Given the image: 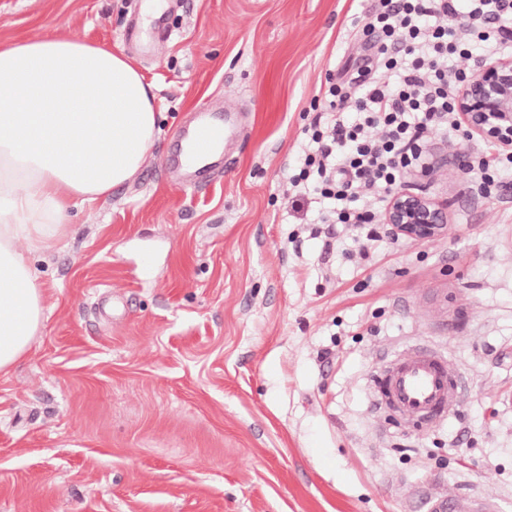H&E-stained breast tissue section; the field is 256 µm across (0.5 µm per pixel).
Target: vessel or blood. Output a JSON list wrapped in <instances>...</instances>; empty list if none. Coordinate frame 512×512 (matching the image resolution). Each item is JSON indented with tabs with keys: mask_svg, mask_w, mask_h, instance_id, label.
<instances>
[{
	"mask_svg": "<svg viewBox=\"0 0 512 512\" xmlns=\"http://www.w3.org/2000/svg\"><path fill=\"white\" fill-rule=\"evenodd\" d=\"M238 131L235 113L204 112L187 133L188 161L207 165ZM461 375L456 363L440 351L412 344L382 364L371 379L378 408L389 409L415 430L458 414ZM426 512H503L500 501L456 489H437L426 497Z\"/></svg>",
	"mask_w": 512,
	"mask_h": 512,
	"instance_id": "obj_1",
	"label": "vessel or blood"
}]
</instances>
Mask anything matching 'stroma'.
Returning <instances> with one entry per match:
<instances>
[{
    "mask_svg": "<svg viewBox=\"0 0 512 512\" xmlns=\"http://www.w3.org/2000/svg\"><path fill=\"white\" fill-rule=\"evenodd\" d=\"M373 0H0V42L75 37L127 56L159 133L136 176L74 202L33 251L45 320L0 372V512H421L429 480L512 512V174L497 197L444 167L406 182L448 206L432 241L284 208L315 96L368 54ZM162 24L135 49L125 33ZM246 116L219 174L169 166L202 109ZM154 265L143 271L140 257ZM445 343L460 413L419 432L370 377Z\"/></svg>",
    "mask_w": 512,
    "mask_h": 512,
    "instance_id": "stroma-1",
    "label": "stroma"
}]
</instances>
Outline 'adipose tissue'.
<instances>
[{
  "label": "adipose tissue",
  "instance_id": "ef3b65f1",
  "mask_svg": "<svg viewBox=\"0 0 512 512\" xmlns=\"http://www.w3.org/2000/svg\"><path fill=\"white\" fill-rule=\"evenodd\" d=\"M152 87L130 61L75 38L0 44V371L44 322L31 248L57 237L73 201L140 170L156 134Z\"/></svg>",
  "mask_w": 512,
  "mask_h": 512
}]
</instances>
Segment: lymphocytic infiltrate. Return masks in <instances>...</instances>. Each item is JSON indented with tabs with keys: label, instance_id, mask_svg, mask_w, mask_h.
<instances>
[{
	"label": "lymphocytic infiltrate",
	"instance_id": "obj_1",
	"mask_svg": "<svg viewBox=\"0 0 512 512\" xmlns=\"http://www.w3.org/2000/svg\"><path fill=\"white\" fill-rule=\"evenodd\" d=\"M456 14L455 0H377L362 29L373 62L325 91L322 113L308 130L310 147L288 178L291 207L301 206L308 185H315L331 205L330 218L367 225L368 237H375L376 212L387 207L403 176L426 172L429 136L464 139L455 92L465 73L448 66L468 55L451 26ZM511 14L512 0H469L467 32L482 54L512 48ZM505 169L512 171V149L486 141L468 172L491 197ZM364 198L375 199L376 210L361 207Z\"/></svg>",
	"mask_w": 512,
	"mask_h": 512
}]
</instances>
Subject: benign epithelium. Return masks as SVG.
<instances>
[{
  "instance_id": "7a95c632",
  "label": "benign epithelium",
  "mask_w": 512,
  "mask_h": 512,
  "mask_svg": "<svg viewBox=\"0 0 512 512\" xmlns=\"http://www.w3.org/2000/svg\"><path fill=\"white\" fill-rule=\"evenodd\" d=\"M457 112L468 134L512 146V56L480 61L473 77L456 91ZM382 223L413 240L425 241L448 231V205L425 193L398 190L382 214Z\"/></svg>"
}]
</instances>
